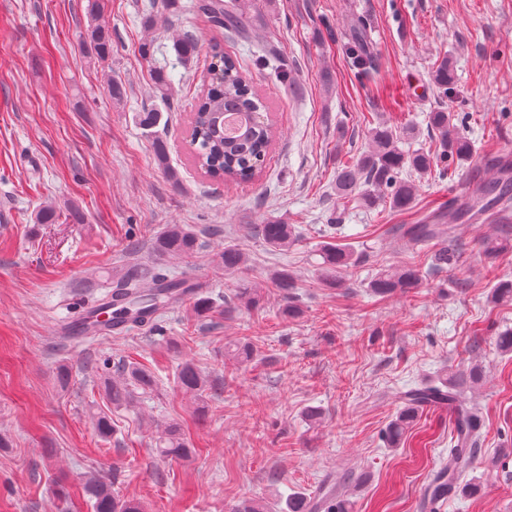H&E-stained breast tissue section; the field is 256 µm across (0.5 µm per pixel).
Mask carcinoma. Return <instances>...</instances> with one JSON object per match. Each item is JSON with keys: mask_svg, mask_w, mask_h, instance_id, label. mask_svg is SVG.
I'll use <instances>...</instances> for the list:
<instances>
[{"mask_svg": "<svg viewBox=\"0 0 512 512\" xmlns=\"http://www.w3.org/2000/svg\"><path fill=\"white\" fill-rule=\"evenodd\" d=\"M249 0H242L237 8H224V0H190L189 8L207 18L216 29L233 32L240 39H249L253 26ZM89 44L99 58H106L112 51V30L104 25H92L88 29ZM173 49L178 60L190 62L198 53V39L184 32L174 41ZM205 89L196 96L192 105L191 136L195 146L197 165L209 175H218L226 181H248L262 168L267 160L276 135L267 105L242 69L239 61L224 53L221 41L211 43L204 63ZM437 89L446 94L456 82L454 70L448 61L441 60L432 71ZM156 97L166 101L170 78L162 70L153 72ZM235 117L236 128L225 130L224 117ZM430 127L438 132L435 149L428 152H403L397 147V130L385 123L370 131V148L355 162L342 166L336 174V196L343 202L359 201L372 206L377 196L387 198L389 208L407 212L415 205L416 188L411 179H401L403 171L425 174L437 164L450 159L459 164L467 162L472 154V144L464 136L448 132V113L432 112L428 116ZM512 198V183L505 180L493 185L478 184L455 201L449 211L442 209L426 216L418 224H397L395 232L416 244L436 241L439 244L435 259L450 264L453 254L448 252L451 224L468 223L479 219L497 205H507ZM254 233L268 246L283 249L295 240V228L291 224H255ZM198 249L197 234L180 224H171L155 240L157 257H191ZM354 254L346 247L328 243L322 249L320 266L323 278L339 282L338 274L353 262ZM219 263L227 272H240L246 266L244 253L233 246L224 247ZM421 268L415 264L384 269L369 284L379 294L406 292L420 285ZM274 287L286 303L285 312L294 315L298 308L292 303L294 278L287 272L273 276ZM189 285L166 274L154 272H116L112 276L110 295L120 296L127 305L129 328L143 329L154 324L152 316L172 309L182 303ZM227 354L242 362H250L254 350L250 342H236L227 346ZM179 382L183 390L195 396L205 391L206 381L191 362L182 364ZM463 380H442L405 394V407L386 431L390 446L398 444L414 414L431 404L446 405L453 409L454 448L462 449L464 458L458 465L442 471L444 483L430 482L425 492L439 493L459 489L460 479L475 458L476 436L480 419L476 411L461 401ZM154 387L152 374L142 368L129 365L122 369L119 378L105 385V392L113 405L129 403L138 390ZM157 453L165 458L179 459L188 454L180 428L172 423L165 427L156 442ZM87 493L93 500L94 512H140L139 507L124 501L112 491V483L94 479L88 483Z\"/></svg>", "mask_w": 512, "mask_h": 512, "instance_id": "carcinoma-1", "label": "carcinoma"}]
</instances>
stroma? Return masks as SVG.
Wrapping results in <instances>:
<instances>
[{"instance_id": "35a3bbf8", "label": "stroma", "mask_w": 512, "mask_h": 512, "mask_svg": "<svg viewBox=\"0 0 512 512\" xmlns=\"http://www.w3.org/2000/svg\"><path fill=\"white\" fill-rule=\"evenodd\" d=\"M91 4L0 0V512H94L84 487L101 475L141 512H234L246 501L282 512L289 496L330 485L347 512H421L448 458L453 412H418L394 448L383 434L404 392L452 376L464 379L481 426L472 490L450 497L445 512H512V353L495 340L512 328V300L491 298L498 280H512V251L491 263L482 247L512 232V219L458 225L455 264L435 271L436 243L400 238L389 207L343 204L335 192L337 169L367 151L377 123L404 130L403 150L434 149L432 112L447 113L473 153L416 178L414 217L492 178L494 159L512 155V0H252L250 39L225 38L224 50L266 98L278 136L248 182L207 177L189 147L204 60L178 64L173 37L189 31L208 46L216 33L205 18L185 7L174 24L148 27L144 0H107L95 15ZM93 21L112 30L108 58L83 44ZM360 25L370 52L359 67L351 51ZM269 46L290 81L256 63ZM443 59L456 75L446 95L430 80ZM156 67L172 72L165 101L154 94ZM151 107L161 121L149 130L139 114ZM159 136L176 178L156 163ZM45 205L55 223H36ZM268 223L294 225L288 250H270L251 230ZM170 224L200 238L190 259L154 254ZM330 242L356 258L338 287L319 276ZM228 245L245 253L243 272L217 265ZM159 263L204 280L198 299L146 330L58 343V327L107 294L104 269ZM406 263L422 269L419 288L371 290L381 269ZM277 270L296 279V317L281 313ZM244 281L258 305L238 300ZM200 299L209 313H196ZM241 338L255 352L246 364L225 352ZM186 362L210 381L204 401L180 389ZM128 363L151 370L156 385L116 408L103 382ZM313 408L318 418L308 417ZM102 412L112 419L106 437ZM171 422L189 441L187 458L156 452Z\"/></svg>"}]
</instances>
